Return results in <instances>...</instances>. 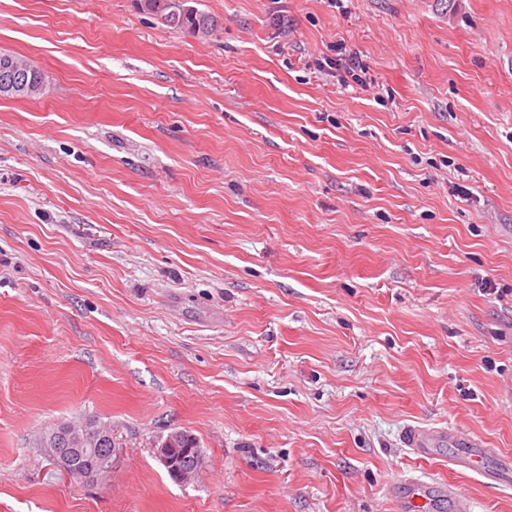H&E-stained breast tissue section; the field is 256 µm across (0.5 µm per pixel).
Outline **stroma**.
Masks as SVG:
<instances>
[{"label":"stroma","instance_id":"35a3bbf8","mask_svg":"<svg viewBox=\"0 0 512 512\" xmlns=\"http://www.w3.org/2000/svg\"><path fill=\"white\" fill-rule=\"evenodd\" d=\"M192 4L212 35L0 0L45 76L0 96V512H397L408 477L512 512L403 444L512 458V0ZM87 417L97 483L35 442ZM405 445L420 457H431L434 451L448 444L454 451L450 463L454 466L479 472L485 479L496 482L512 476V461L510 457L503 459L499 470L486 472L480 465L487 454L486 448H480V444L470 440L465 435L456 431L428 430L420 427H410L403 437ZM180 438V432L170 435L160 446L159 457L166 471L171 474L176 482L186 483L197 473L202 464V460L198 458V453L194 452L193 448L198 449L201 456H203V452L199 440L192 434L183 431V438L179 440ZM170 448H174V454L181 453L182 448H187V452L180 458L175 456Z\"/></svg>","mask_w":512,"mask_h":512}]
</instances>
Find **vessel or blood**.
Returning <instances> with one entry per match:
<instances>
[{
    "label": "vessel or blood",
    "instance_id": "obj_1",
    "mask_svg": "<svg viewBox=\"0 0 512 512\" xmlns=\"http://www.w3.org/2000/svg\"><path fill=\"white\" fill-rule=\"evenodd\" d=\"M403 440L414 454L423 458L432 456L441 446H451L453 449L451 464L467 470H480L486 454L485 449L480 448L477 442L456 431L411 427L406 430ZM396 500L400 512H422L431 497L425 485L406 481L401 484Z\"/></svg>",
    "mask_w": 512,
    "mask_h": 512
}]
</instances>
